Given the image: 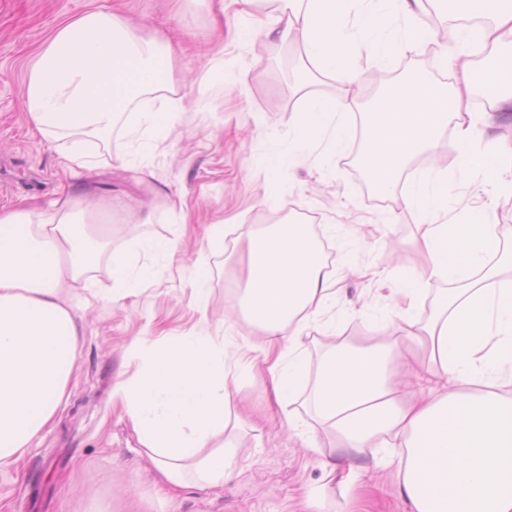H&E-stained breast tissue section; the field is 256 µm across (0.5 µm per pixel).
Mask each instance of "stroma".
Listing matches in <instances>:
<instances>
[{
    "mask_svg": "<svg viewBox=\"0 0 512 512\" xmlns=\"http://www.w3.org/2000/svg\"><path fill=\"white\" fill-rule=\"evenodd\" d=\"M119 3L124 16L145 22L147 33H160L180 46L178 72L196 71L199 49L212 38L208 0H0V209L18 204L40 207L61 196L73 179L59 152L47 149L30 133L24 110L27 69L33 54L62 19L93 5ZM269 13L258 0L249 20L253 39L244 45L224 42V67L197 73L208 84L175 81L183 110L168 139L150 146L117 125L107 141L88 144V179L98 198L110 195L141 204L144 188L131 173L110 166V154L128 150L152 182L183 209V219L157 210L150 224L112 228L113 253L128 254L134 266L157 268L158 275L137 295L120 302L74 289L70 300L80 315L81 344L65 399L55 421L33 441L22 458L0 466V512H303L307 492L323 490L329 512H410L401 497L398 462L387 454L366 455L353 485L326 477L319 458L281 424L282 411L270 402L262 378L241 381L243 424L234 432L236 468L223 486H193L165 495L160 478L142 456L129 421L112 403L115 382L132 378L138 363L127 355L137 336L172 339L227 330L233 338H254L236 299L246 281L249 232L272 224L297 222L315 227L332 255L329 278L342 288L323 320L335 324L339 338L378 343L395 335L399 319L390 313L371 317L360 297L368 283L354 268L390 263L409 265L410 246L420 218L404 209L405 180L381 198L352 153L359 139L358 113L346 114L351 135L343 149L331 151L318 140L298 154L280 175V188L265 192V175L253 161L288 145L303 105L289 77L299 62L295 43L266 37L260 29ZM438 45L395 58L386 79L418 70L444 83L448 73L437 62ZM453 185L451 204L464 221L477 219L472 203L477 180L460 174L453 135L435 150ZM347 213L348 227L326 232L329 222ZM224 225V247L210 248L206 232ZM365 245H351L352 232ZM178 238L169 257L147 253L145 238ZM206 288L207 313L195 304L197 288Z\"/></svg>",
    "mask_w": 512,
    "mask_h": 512,
    "instance_id": "obj_1",
    "label": "stroma"
}]
</instances>
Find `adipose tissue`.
Returning <instances> with one entry per match:
<instances>
[{
  "label": "adipose tissue",
  "instance_id": "adipose-tissue-1",
  "mask_svg": "<svg viewBox=\"0 0 512 512\" xmlns=\"http://www.w3.org/2000/svg\"><path fill=\"white\" fill-rule=\"evenodd\" d=\"M264 32L298 38L301 62L341 84L357 82L355 54L347 45L355 21L372 66L385 67L404 52L424 51L433 41L421 17L434 0H268ZM490 24L453 27L440 62L451 85L425 78L379 99L363 139L362 164L379 192H388L411 160L434 148L446 132L461 147L460 169L494 172L498 179L477 200L479 221L448 239V177L423 172L405 188L406 209L421 217L413 246L418 263L393 272L375 266L360 273L377 297L391 302L402 321L399 335L382 344L331 341L318 370H311L303 338L335 305L339 290L329 279L305 225L276 224L250 235L244 304L260 334L244 349L268 365L270 392L285 411L289 431L306 432L320 450L316 426L330 429L337 447L352 458L341 479L351 483L357 459L372 448L389 449L399 463L400 493L413 512H512V226L490 222L502 198L512 197V132L498 133V113L512 112V61L500 60L512 41V0H468ZM176 52L161 37L146 38L118 12L95 6L61 20L36 56L24 106L35 134L63 143L71 173L88 168L84 149L92 137L107 138L123 114L135 129L162 143L180 111L141 103L174 85ZM496 88L494 112H474L469 100L478 78ZM306 102L290 140L304 147L328 135L342 149L349 130L344 114L356 99L325 96L300 86ZM490 148H475L487 130ZM90 189L76 182L47 207L0 212V465L17 460L54 419L73 373L80 344L76 314L67 294L75 284L118 301L149 284L156 271L133 268L126 256L109 254L108 281L91 280L96 260L84 242L96 226L107 249L112 227L131 217L125 201L108 198L100 213L90 208ZM152 207L138 223H151ZM434 281L447 288L429 317L420 299ZM128 355L135 377L117 382L122 404L144 456L166 485H223L233 472L224 442L241 422L239 355L226 352L220 336L174 340L133 339ZM311 380L315 425L302 426L288 408Z\"/></svg>",
  "mask_w": 512,
  "mask_h": 512
}]
</instances>
